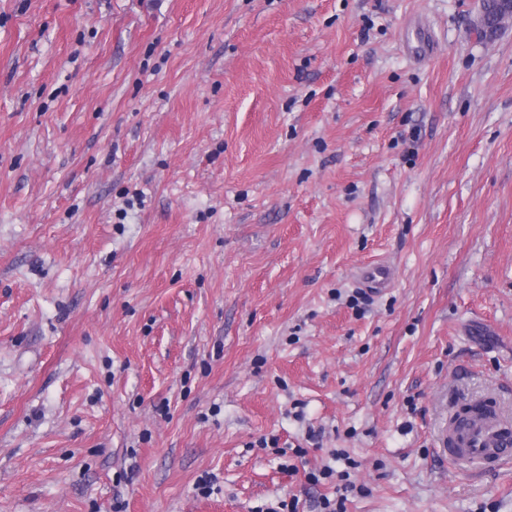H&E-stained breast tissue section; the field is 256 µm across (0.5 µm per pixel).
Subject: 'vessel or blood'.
Segmentation results:
<instances>
[{"instance_id":"vessel-or-blood-1","label":"vessel or blood","mask_w":512,"mask_h":512,"mask_svg":"<svg viewBox=\"0 0 512 512\" xmlns=\"http://www.w3.org/2000/svg\"><path fill=\"white\" fill-rule=\"evenodd\" d=\"M442 445L449 460L480 472L512 461V427L491 410L464 419L453 414Z\"/></svg>"}]
</instances>
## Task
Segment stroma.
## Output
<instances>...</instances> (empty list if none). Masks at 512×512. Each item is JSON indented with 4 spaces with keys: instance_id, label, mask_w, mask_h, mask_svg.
I'll use <instances>...</instances> for the list:
<instances>
[{
    "instance_id": "1",
    "label": "stroma",
    "mask_w": 512,
    "mask_h": 512,
    "mask_svg": "<svg viewBox=\"0 0 512 512\" xmlns=\"http://www.w3.org/2000/svg\"><path fill=\"white\" fill-rule=\"evenodd\" d=\"M480 9L0 0V512H512L438 451L512 419Z\"/></svg>"
}]
</instances>
